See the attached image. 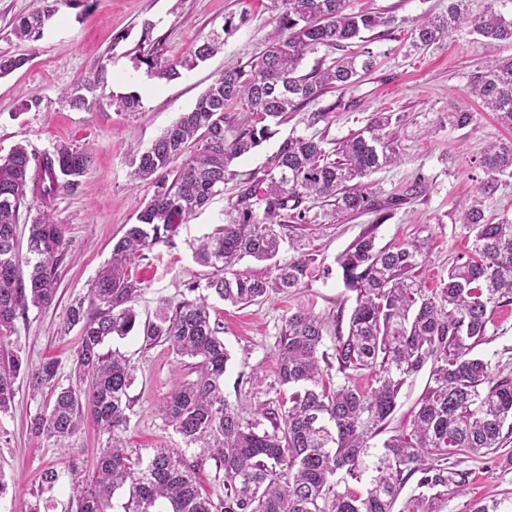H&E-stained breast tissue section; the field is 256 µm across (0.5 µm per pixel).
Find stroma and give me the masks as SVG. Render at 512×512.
Returning <instances> with one entry per match:
<instances>
[{"instance_id": "stroma-1", "label": "stroma", "mask_w": 512, "mask_h": 512, "mask_svg": "<svg viewBox=\"0 0 512 512\" xmlns=\"http://www.w3.org/2000/svg\"><path fill=\"white\" fill-rule=\"evenodd\" d=\"M447 5L448 0H347L350 10L396 18L395 28L365 35L375 66L355 85L327 90L310 107L289 114L271 138L235 165L241 175L259 170L292 135L338 142L362 129L374 113L396 112L403 117L396 131L399 160L372 177L377 199L393 203L388 220L380 224L375 214L365 213L299 226L297 233L310 260L302 287L240 308L215 301L229 353L224 395L245 422H252L256 409L277 407L288 398L275 364L285 317L304 309L322 317L328 326L347 328L355 295L345 288L336 259L369 224L377 226L380 247L426 242V259L414 274L429 292L439 287L450 266L471 253L473 235L460 218L487 178L482 166L485 147L497 139H511L512 130L482 111L467 90L479 69L511 56L512 48H488L463 27L438 46L413 51L407 36L414 23ZM32 7V0H0V54L27 59L22 68L0 78V155L20 142L43 152L64 141L90 146L93 164L74 191L58 196L51 211L55 223L63 225L69 245L53 304L30 309L14 333L0 338V349L33 366L56 361L64 382L78 342L77 332L65 337L58 333L66 311L73 301L87 298L111 256L113 239L121 236L124 225L135 223L153 192L129 177L134 149L149 147L225 69L246 65L263 51L275 26V13L271 0H93L88 8L60 0L38 41H17L12 23ZM228 19L238 26L227 32L223 25ZM147 23L159 50L171 59L187 55L218 30L225 33L224 44L205 63L166 82L147 76L134 61ZM100 65L106 67L108 81L97 90L96 103L77 108L66 102L63 90L82 83ZM129 92L140 94L141 110L116 111L113 96ZM35 95L41 99L40 107L22 111V103ZM463 106L474 111L473 122L463 129L450 127L449 112ZM314 112L322 113V121L311 123ZM234 187V181H227L223 193L182 225L172 243L155 245L139 261L135 275L142 293L135 308L140 318L152 317L160 300H181L187 283L201 277L204 269L194 260L192 244L223 224ZM108 347L128 356L136 367L126 433L129 453L137 456L150 448L181 446L157 406L186 380V367L178 364L167 346L145 345L134 333L112 339ZM477 352L499 365L502 373L512 372V302L497 309L487 328V341ZM15 388L12 409L0 414V479L6 484L0 512H19L45 467L64 468L72 457L92 467L99 448L98 432L89 420L64 442L49 440L34 447L28 424L45 401L31 397L26 378H18ZM503 459L499 453L449 460L451 481L432 488L409 479L394 512H469L473 502L503 498L512 493V468L503 467Z\"/></svg>"}]
</instances>
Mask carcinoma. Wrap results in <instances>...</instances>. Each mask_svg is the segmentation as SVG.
I'll return each mask as SVG.
<instances>
[{
    "label": "carcinoma",
    "mask_w": 512,
    "mask_h": 512,
    "mask_svg": "<svg viewBox=\"0 0 512 512\" xmlns=\"http://www.w3.org/2000/svg\"><path fill=\"white\" fill-rule=\"evenodd\" d=\"M39 6L19 17L12 34L36 41L56 12L59 0H35ZM465 0H448L445 14L418 20L412 46L427 50L461 24L489 46H512V18L493 8L470 16ZM276 26L266 49L247 68L217 77L194 107L150 147L139 153L132 177L153 187L137 216L112 245L111 259L98 274L88 300L71 304L60 333L79 329L68 385L60 384L53 361L35 367L13 353L0 355V413L16 397L15 382L24 375L34 394L49 401L30 419L36 442L75 436L84 418L96 424L105 442L91 480L71 461L64 470H44L37 492L21 512H49L62 483L71 489L68 512H114L115 493L124 489L123 512H394L405 483L420 475L418 486L448 482L441 462L497 452L512 435V377L475 354L486 343L496 308L512 299V221L493 223L485 198L495 193L501 176L512 177V140L495 141L484 151L490 179L477 188L462 223L473 233L472 255L448 270L440 290L427 294L413 277L423 258V244L377 247L374 228L365 230L337 258L346 288L355 293L348 332H335L336 370L348 378L366 371L375 387L362 390L333 382L322 368L327 322L298 310L285 318L276 349L280 383L291 388L279 409H258L270 423H245L224 397L229 354L223 326L213 316L210 296L234 306L286 294L304 283L308 259L277 257L290 224H314L319 203L330 215L379 213L381 206L368 178L399 159L392 122L400 116L376 113L367 125L328 151L323 138L289 137L262 173L236 185L224 209V224L194 247L195 261L207 268L205 282H190L178 302L161 300L153 318L139 321L134 304L142 287L130 275L131 259L146 257L160 243H170L181 225L224 188L236 173L233 163L274 133L290 112L316 102L330 88L348 87L368 72L375 58L368 50L344 54L324 67L302 74L309 53L341 50L363 34L395 25L380 12L349 11L346 0H272ZM224 45L214 33L187 55L161 56L153 46L138 62L167 81L206 61ZM107 81L100 66L92 77L65 91L74 106H86ZM469 93L497 122L512 129V56L492 61L476 73ZM243 101L246 109L230 114L227 106ZM126 112L142 109L134 92L112 97ZM474 113L462 107L448 113V124L462 129ZM92 163L88 147L59 144L37 152L16 144L0 158V334L15 331V321L30 309H45L57 294L58 268L67 242L50 208L63 192L77 188ZM176 169L173 179L164 173ZM36 210L25 225L26 250L20 248V209ZM246 257L272 262L273 274L255 276L236 266ZM147 345L162 343L182 362L192 360L194 377L160 401L157 411L180 435L179 448H151L147 457L127 453L135 381L131 360L105 341L132 332ZM429 368V384L410 431L386 439L370 452L369 439L382 432L393 414L406 380ZM224 471V497L202 494L198 474L207 462ZM371 470L365 493L337 490L339 482H358ZM469 512H512V496L490 504L477 501Z\"/></svg>",
    "instance_id": "1"
}]
</instances>
